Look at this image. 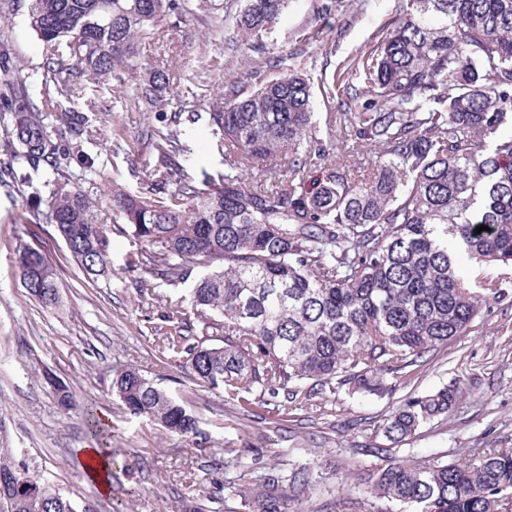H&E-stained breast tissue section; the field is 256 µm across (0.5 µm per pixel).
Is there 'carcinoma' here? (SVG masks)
Listing matches in <instances>:
<instances>
[{
  "label": "carcinoma",
  "instance_id": "obj_1",
  "mask_svg": "<svg viewBox=\"0 0 512 512\" xmlns=\"http://www.w3.org/2000/svg\"><path fill=\"white\" fill-rule=\"evenodd\" d=\"M288 0H246L236 16L241 40L277 24ZM217 13L220 0H29L30 29L47 47L39 93L0 58V126L10 159L0 173L29 183L46 166L47 197L32 212L71 244L87 274L110 268L112 235L144 246L139 267L171 285L194 279L175 305L178 325H162L159 348L185 360L192 376L228 399L245 389L283 393L305 412L325 408L339 381L379 395L382 374L465 335L493 283L460 274L456 244L478 264H512V0H409L362 62L363 101L344 113L350 130L324 145L314 125L308 78L281 67L246 96L210 112L224 133V174L195 183L180 162L178 131L159 129L153 150L165 163L148 192H112V220L82 187L92 171L70 170L59 140L88 128L83 112L62 110L85 83L110 84L137 105L160 101L168 75L145 54L168 18ZM61 113L51 127L48 113ZM352 159L341 164L339 159ZM484 225L488 230L475 233ZM19 266L30 295L60 302L45 251L25 245ZM42 379L63 407L76 402L52 374ZM112 392L133 414L184 437L199 433L195 415L134 368ZM457 384L411 397L384 419L399 444L459 404ZM88 435L107 424L84 404ZM25 486L0 488V512H94L40 476L21 473L0 454V473ZM379 500L409 512H500L512 503V448H490L477 466L388 460L364 479ZM306 468L270 474L240 495L244 512H295L313 489Z\"/></svg>",
  "mask_w": 512,
  "mask_h": 512
}]
</instances>
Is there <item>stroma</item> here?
Returning <instances> with one entry per match:
<instances>
[{
	"instance_id": "obj_1",
	"label": "stroma",
	"mask_w": 512,
	"mask_h": 512,
	"mask_svg": "<svg viewBox=\"0 0 512 512\" xmlns=\"http://www.w3.org/2000/svg\"><path fill=\"white\" fill-rule=\"evenodd\" d=\"M227 19L215 31L211 17L190 14L162 33L148 49L153 65L169 76L160 107L128 108L110 86L89 88L75 105L87 112L92 142H63L66 151L95 158L87 189L111 218L108 195L118 186L145 190L162 163L146 132L166 128L171 113L196 112L181 140L189 148L185 165L195 181L224 170L221 132L209 122L213 107L234 89L247 94L275 78L279 70L266 57L240 45L234 17L243 0H223ZM326 15H318V6ZM408 0H290L279 23L263 41L269 51L287 53L288 65L309 75L314 120L327 131L342 112L347 94L363 80L353 63L368 55ZM0 46L28 80L44 76L46 49L28 26L25 8L12 11L0 30ZM46 170L32 172L29 185L0 184V448L9 449L17 468L43 475L78 500H91L97 512H184L202 504L215 484L224 486L223 512H238L240 490L271 472L298 465L310 468L316 485L299 512H332L337 499L353 502V512H379L384 505L363 489L367 469L378 464L373 448L386 446L380 426L411 396L462 381L458 407L447 418L423 426L399 444V458L442 457L472 460L488 448H512V266L479 268L466 254L457 264L468 276L499 283L505 297L491 300L470 333L440 347L413 371L388 375L391 391L362 395L337 389L322 415L282 410L274 398L246 405L222 391L199 384L184 364L163 358L155 332L170 315V303L187 295L188 284L169 286L147 280L133 261L142 245L113 236L112 271L89 279L72 258L53 225L36 223L32 193L44 191ZM40 244L56 271L62 304L50 310L24 288L18 251ZM133 367L159 384L199 420L200 436L165 431L145 416L131 414L112 393V380ZM52 371L77 400L95 399L108 420L113 447L124 454L112 465V487L102 494L87 475L79 451L87 447L82 414L58 405L42 380Z\"/></svg>"
}]
</instances>
